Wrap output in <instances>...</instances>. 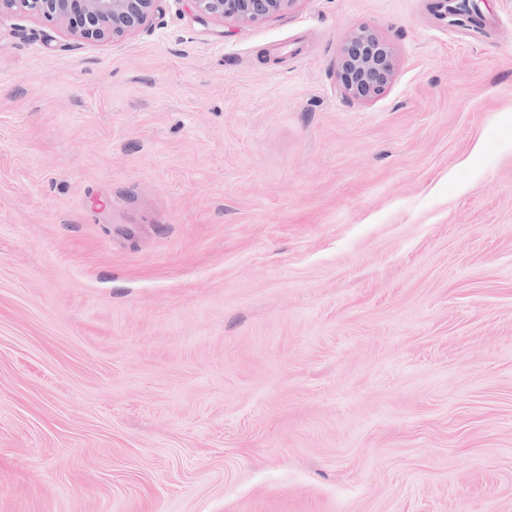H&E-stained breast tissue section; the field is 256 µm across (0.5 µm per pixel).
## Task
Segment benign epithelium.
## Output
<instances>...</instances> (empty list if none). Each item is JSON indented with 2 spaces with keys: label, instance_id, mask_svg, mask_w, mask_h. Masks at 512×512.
<instances>
[{
  "label": "benign epithelium",
  "instance_id": "obj_1",
  "mask_svg": "<svg viewBox=\"0 0 512 512\" xmlns=\"http://www.w3.org/2000/svg\"><path fill=\"white\" fill-rule=\"evenodd\" d=\"M163 0H0V22L25 16L69 34L104 41L134 33L162 10ZM200 19L233 17L255 24L282 11L292 0H189ZM342 91L346 98L368 101L391 82L395 58L391 45L367 28L351 32L342 49Z\"/></svg>",
  "mask_w": 512,
  "mask_h": 512
}]
</instances>
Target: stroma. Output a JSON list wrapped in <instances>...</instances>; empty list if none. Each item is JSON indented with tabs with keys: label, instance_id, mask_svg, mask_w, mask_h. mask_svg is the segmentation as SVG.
Wrapping results in <instances>:
<instances>
[{
	"label": "stroma",
	"instance_id": "stroma-1",
	"mask_svg": "<svg viewBox=\"0 0 512 512\" xmlns=\"http://www.w3.org/2000/svg\"><path fill=\"white\" fill-rule=\"evenodd\" d=\"M439 2L0 23V512H512V0ZM342 91L350 100L368 101L391 82L395 58L391 45L367 28L351 32L342 49Z\"/></svg>",
	"mask_w": 512,
	"mask_h": 512
}]
</instances>
